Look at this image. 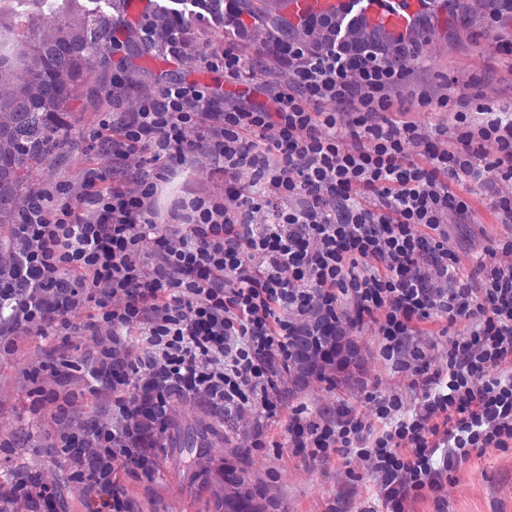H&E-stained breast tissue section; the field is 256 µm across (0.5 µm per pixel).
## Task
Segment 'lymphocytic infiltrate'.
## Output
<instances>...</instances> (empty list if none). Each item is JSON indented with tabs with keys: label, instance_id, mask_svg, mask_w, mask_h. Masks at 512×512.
I'll list each match as a JSON object with an SVG mask.
<instances>
[{
	"label": "lymphocytic infiltrate",
	"instance_id": "f902f5d3",
	"mask_svg": "<svg viewBox=\"0 0 512 512\" xmlns=\"http://www.w3.org/2000/svg\"><path fill=\"white\" fill-rule=\"evenodd\" d=\"M271 50L287 82L273 110L211 112L208 90L170 86L128 113L113 143L117 155L138 144L158 159L214 157L224 169L223 202L193 196L180 223L163 225L151 218L150 183L81 204L47 190L15 227L13 268L0 277V291L15 293L8 330L54 326L90 302L99 313L89 328L112 329L90 376L109 383L118 418L79 443L97 512H129L115 480L121 467L146 463L141 405L164 408L175 386L240 411L274 410L275 369L288 361L294 327L347 299L354 323H373L383 353L397 360L423 322L470 326L452 339L445 372L425 379L417 410L399 415L396 398L376 396L381 436L368 440V426L348 409L322 426L295 415V447L314 460L335 447L371 460L384 512H403L406 499L440 487L472 455L512 441V264L492 262L481 280L467 277L441 230L449 212L469 210L449 178L512 177V113L440 149L416 125L386 117L402 67L371 51L352 59L337 37ZM325 103L352 112V147L340 148ZM486 141L499 152L481 170L474 159ZM418 147L420 162L411 154ZM246 170L259 182L251 197L236 182ZM147 239L156 245L152 265L141 257ZM135 325L150 350L132 362L121 336ZM492 369L499 377L488 378ZM134 377L140 392L131 396Z\"/></svg>",
	"mask_w": 512,
	"mask_h": 512
}]
</instances>
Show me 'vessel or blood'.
Returning a JSON list of instances; mask_svg holds the SVG:
<instances>
[{"mask_svg": "<svg viewBox=\"0 0 512 512\" xmlns=\"http://www.w3.org/2000/svg\"><path fill=\"white\" fill-rule=\"evenodd\" d=\"M331 5L339 13H350L352 20H367L383 25L393 35L406 36L413 31V16L419 0H292L291 11L306 15L317 8Z\"/></svg>", "mask_w": 512, "mask_h": 512, "instance_id": "vessel-or-blood-1", "label": "vessel or blood"}]
</instances>
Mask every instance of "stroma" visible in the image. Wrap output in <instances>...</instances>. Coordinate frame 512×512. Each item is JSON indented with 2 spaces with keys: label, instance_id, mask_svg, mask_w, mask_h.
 <instances>
[{
  "label": "stroma",
  "instance_id": "1",
  "mask_svg": "<svg viewBox=\"0 0 512 512\" xmlns=\"http://www.w3.org/2000/svg\"><path fill=\"white\" fill-rule=\"evenodd\" d=\"M472 6L473 0H463L451 9L444 0H435L417 17L414 39L421 53L405 62L408 77L392 92L393 107L387 113L391 120L436 131L435 142L442 149L461 129L457 113L471 120L483 106L512 113V11L493 18L473 13ZM180 10L184 24L170 41L153 44L150 55L139 61L140 72L125 68L123 49L113 54L111 67L95 72L93 79L104 85V92L92 107L75 101L68 126L58 135L59 146L31 172L28 195L61 187L76 200L111 187L116 179L131 192L146 180L157 186L154 220L159 224L170 222L181 201L194 194L223 198L224 174L205 155L179 165L152 159L138 146L121 157L102 148L116 137L126 113L159 97L171 83L208 88L218 110L243 103L268 108L273 93L284 89V68L267 49L269 33L263 26L250 20L241 27L224 22L193 0ZM227 47L245 58L250 83L206 67V55ZM91 169L100 175L92 185L84 180ZM452 188L472 207L464 217L449 213L444 225L448 248L464 272L476 273L492 258L512 263V223H502L491 204L492 197H512V179L498 178L489 185L456 182ZM86 315L80 309L69 316L67 326L0 337V512H87L81 469L60 452L59 437L65 432L83 436L111 424L116 413L111 392L89 378L98 350L111 340V329L104 324L93 332L84 329ZM465 326L462 320L446 328L438 322L422 324L402 365L383 357L371 324L349 329L360 350L353 375L328 370L323 377L303 381L282 370L276 377L281 401L272 414L231 413L233 445L242 451L235 464L251 486L261 487L277 504V512H379V482L369 461L336 450L321 461L305 459L288 440V419L297 414L314 422L332 420L346 406L372 423L376 393L401 396L402 413H411L421 399L423 380L445 368L451 334ZM208 408L196 397L169 399L167 415L174 428L150 442L148 470L131 464L118 472L130 512H215L224 495V452L191 458L202 480L189 485L179 476L173 448L177 431ZM22 478L51 488V508L13 497L12 488ZM405 512H512V442L450 471L441 490H422L407 501Z\"/></svg>",
  "mask_w": 512,
  "mask_h": 512
}]
</instances>
